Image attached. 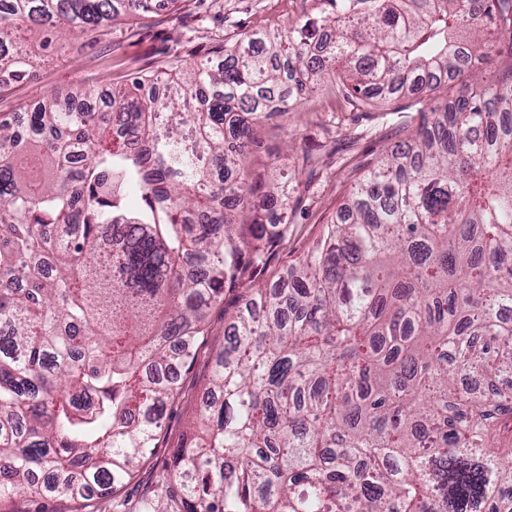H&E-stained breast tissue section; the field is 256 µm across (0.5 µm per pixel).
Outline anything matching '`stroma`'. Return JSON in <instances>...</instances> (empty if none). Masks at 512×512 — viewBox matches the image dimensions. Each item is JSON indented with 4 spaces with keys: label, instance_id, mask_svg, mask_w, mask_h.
<instances>
[{
    "label": "stroma",
    "instance_id": "1",
    "mask_svg": "<svg viewBox=\"0 0 512 512\" xmlns=\"http://www.w3.org/2000/svg\"><path fill=\"white\" fill-rule=\"evenodd\" d=\"M319 12L315 0H178L173 6L161 0L152 18L128 17L109 31L83 34L52 51L40 50L42 34L34 29L26 34L36 51L33 75L0 92V113L23 112L61 88L93 85L105 92L140 70L166 66L177 56L185 59L193 52H208L239 28L284 33L293 21ZM467 85V79L459 78L429 98L405 97L375 104L365 112H349L334 83L327 81L298 98L288 126L272 121L255 125L249 158L252 183L266 184L276 167L295 173L296 180L289 187L291 208L285 213L291 224L288 236L275 247L254 283L262 286L275 281L312 247L323 225L341 207L354 170L364 159L405 140L417 128L420 111L464 94ZM249 286L242 283L225 289L212 306L205 336L194 361L181 373V390L166 414L157 446L119 492L128 512H141V503L151 499L174 512L176 499L161 476L196 416L215 353L224 343L240 294Z\"/></svg>",
    "mask_w": 512,
    "mask_h": 512
}]
</instances>
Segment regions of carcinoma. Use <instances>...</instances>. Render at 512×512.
Wrapping results in <instances>:
<instances>
[{
    "mask_svg": "<svg viewBox=\"0 0 512 512\" xmlns=\"http://www.w3.org/2000/svg\"><path fill=\"white\" fill-rule=\"evenodd\" d=\"M319 2L99 112L87 87L0 115V500H103L152 454L207 310L288 235L233 220L253 124L325 79L364 112L495 61L241 300L163 479L179 512H512V0ZM155 11L6 0L0 87L30 77L25 24L63 41Z\"/></svg>",
    "mask_w": 512,
    "mask_h": 512,
    "instance_id": "1",
    "label": "carcinoma"
}]
</instances>
